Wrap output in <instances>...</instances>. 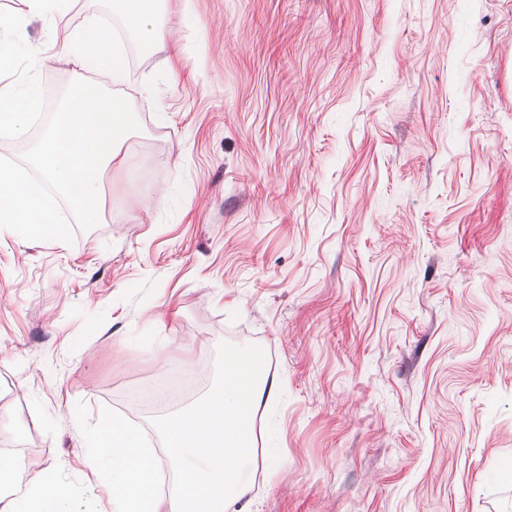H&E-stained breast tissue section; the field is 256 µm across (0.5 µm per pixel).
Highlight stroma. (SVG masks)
Instances as JSON below:
<instances>
[{
    "instance_id": "35a3bbf8",
    "label": "stroma",
    "mask_w": 512,
    "mask_h": 512,
    "mask_svg": "<svg viewBox=\"0 0 512 512\" xmlns=\"http://www.w3.org/2000/svg\"><path fill=\"white\" fill-rule=\"evenodd\" d=\"M140 129L73 244L0 229V461L112 512L75 406L152 430L259 345L251 512H512V0H160ZM22 63L40 109L76 78ZM205 361L185 397L137 394Z\"/></svg>"
}]
</instances>
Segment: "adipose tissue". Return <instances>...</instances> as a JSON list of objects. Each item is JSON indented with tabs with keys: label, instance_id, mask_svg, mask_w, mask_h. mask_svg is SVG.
<instances>
[{
	"label": "adipose tissue",
	"instance_id": "ef3b65f1",
	"mask_svg": "<svg viewBox=\"0 0 512 512\" xmlns=\"http://www.w3.org/2000/svg\"><path fill=\"white\" fill-rule=\"evenodd\" d=\"M158 0H112L113 10L125 22L129 32L154 49L164 47L162 24L157 23ZM23 14L0 10V38L9 44L8 52H0V72L10 69L14 60L29 57L41 60L42 52L24 36L26 20L47 21L53 38L62 42L73 68L94 66L100 73L120 75L121 58L113 46V34L103 23L92 22L81 30L68 23L75 0H24ZM40 97L37 84L31 83L0 93V137L26 134L35 117ZM0 512H71L68 496L53 472L28 475L9 463L0 464Z\"/></svg>",
	"mask_w": 512,
	"mask_h": 512
}]
</instances>
